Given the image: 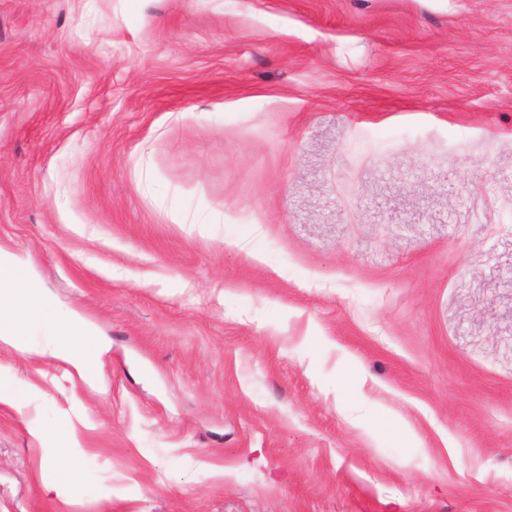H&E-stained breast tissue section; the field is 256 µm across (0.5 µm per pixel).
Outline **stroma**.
Wrapping results in <instances>:
<instances>
[{"label":"stroma","instance_id":"1","mask_svg":"<svg viewBox=\"0 0 512 512\" xmlns=\"http://www.w3.org/2000/svg\"><path fill=\"white\" fill-rule=\"evenodd\" d=\"M0 250V512H512V0H0ZM51 295L0 250V343L49 358L84 381L97 371L103 340L73 315L54 313Z\"/></svg>","mask_w":512,"mask_h":512}]
</instances>
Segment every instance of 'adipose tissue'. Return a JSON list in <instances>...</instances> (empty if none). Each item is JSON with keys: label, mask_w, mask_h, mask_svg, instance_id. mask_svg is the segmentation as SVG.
Returning a JSON list of instances; mask_svg holds the SVG:
<instances>
[{"label": "adipose tissue", "mask_w": 512, "mask_h": 512, "mask_svg": "<svg viewBox=\"0 0 512 512\" xmlns=\"http://www.w3.org/2000/svg\"><path fill=\"white\" fill-rule=\"evenodd\" d=\"M53 305L51 295L0 251V343L92 379L101 336L80 318L53 312Z\"/></svg>", "instance_id": "ef3b65f1"}]
</instances>
